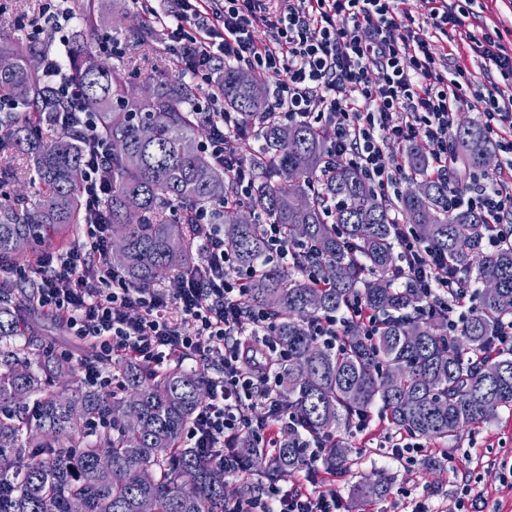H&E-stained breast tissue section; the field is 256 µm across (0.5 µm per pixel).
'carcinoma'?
<instances>
[{"instance_id":"carcinoma-1","label":"carcinoma","mask_w":512,"mask_h":512,"mask_svg":"<svg viewBox=\"0 0 512 512\" xmlns=\"http://www.w3.org/2000/svg\"><path fill=\"white\" fill-rule=\"evenodd\" d=\"M124 15L121 0H88L83 31L69 56V71L96 135L109 153L110 190L104 212L117 261L130 282L151 287L160 272L193 267L187 225L200 207H212L213 224L237 265L252 271L242 302L270 317V333L288 353L279 368V397L293 428L273 450L249 444V452L224 449L230 464L181 446L183 432L205 399L207 376L175 361L156 371L121 366V385L85 387L64 357L42 348L30 357L31 341L18 343L31 309L32 291L0 286V489L11 512H224L226 478L250 486L257 466L273 483L299 471L312 437L370 416L376 407L396 430L444 441L487 424L502 407L512 408V347L498 345V329L512 321V243L483 251L484 218L461 202L465 182L424 178L398 195L406 223L429 248L448 256L453 272L479 286L475 305L458 327L437 316L417 314L420 298L410 284L396 286L392 273L401 256L392 211L354 165H326L329 146L308 124L268 125L262 143L248 155L254 173L253 199L238 202L224 166L207 156L196 136L194 84L181 77L158 80L131 92L129 77L101 58L97 14ZM125 34L136 50L153 32L130 26ZM42 44L0 36V101L16 113L0 116V184L17 181L8 155L27 156L29 179L45 187L30 199L7 194L0 200V265L74 233L83 223L85 172L83 136L61 131L43 135L47 113L56 111L52 83L33 61ZM212 90L224 107L252 118L266 97L264 87L230 63L212 65ZM464 173L484 172L496 147L484 127L469 122L453 136ZM282 226L298 245L297 266L313 268L326 283L319 288L266 258L262 225ZM494 281L497 291L480 286ZM378 315L376 335L351 325L336 346L314 335L316 321L341 316L356 297ZM108 454L112 468L98 467ZM324 469L351 472L348 446L336 442L320 452ZM137 480L130 482L127 471ZM386 476L361 486L365 497L386 492Z\"/></svg>"}]
</instances>
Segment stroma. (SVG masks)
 Here are the masks:
<instances>
[{"instance_id":"obj_1","label":"stroma","mask_w":512,"mask_h":512,"mask_svg":"<svg viewBox=\"0 0 512 512\" xmlns=\"http://www.w3.org/2000/svg\"><path fill=\"white\" fill-rule=\"evenodd\" d=\"M99 39L113 42L111 62L131 73L135 86L160 74H176L161 34H154L149 50L136 53L126 36L113 29L111 19L105 18ZM29 321L43 344L58 354L83 353L79 340L51 315L39 310ZM370 428L375 434L370 442L350 428L336 434L348 443L357 461L353 474L336 482L348 512H364L367 502L359 497L357 487L381 473L390 481L386 496L374 505L377 512H409L418 501L430 512H448L459 500L467 512H512V409H499L489 424L465 430L458 439L428 441L424 451L412 457L397 458L383 448L380 439L392 427L379 414H372Z\"/></svg>"}]
</instances>
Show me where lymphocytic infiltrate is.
<instances>
[{
  "instance_id": "lymphocytic-infiltrate-1",
  "label": "lymphocytic infiltrate",
  "mask_w": 512,
  "mask_h": 512,
  "mask_svg": "<svg viewBox=\"0 0 512 512\" xmlns=\"http://www.w3.org/2000/svg\"><path fill=\"white\" fill-rule=\"evenodd\" d=\"M173 2L153 21L166 32V52L194 61L191 79L210 85L209 65L221 55L273 82L269 105L253 122L226 110L213 92L197 107L196 117L208 130L201 149L225 164L239 198L250 197L252 175L234 146L255 125L267 123L318 125L332 153L348 156L388 202L406 176L402 159L409 146L425 148V176H455L459 158L451 140L456 109L465 101L476 108L512 170V51L503 46L499 29L474 34L468 10L456 0H416L413 11L402 8V0H284L275 14L266 0ZM76 17L72 0H46L25 26L34 38L63 35ZM457 38L480 56L485 73L499 74L501 84L485 93L477 76L463 70L449 76L448 55L435 44ZM44 71L60 100L51 127L75 129L90 140L84 232L75 246L41 252L13 269V276L34 283L36 306L91 348V358L78 364L87 385L114 387L116 368L126 363L159 370L176 356L192 360L212 373L206 398L185 431V447L206 454L241 437L276 447L279 433L292 424L276 391L281 357L265 349L268 316L241 304L247 275L237 268L222 225L209 223L207 210H197L191 230L199 260L181 275L176 291L131 285L109 260L110 226L103 211L109 165L93 139L95 120L82 110L58 58L45 56ZM468 182L465 203L485 217L487 243L497 246L512 233V179L483 174ZM393 222L404 262L395 279L419 288L423 311L456 324L467 292L447 257L412 236L402 215ZM354 323L368 331L376 323L359 298L343 317L322 320L314 331L332 344ZM260 405L264 416H254ZM317 461L310 454L292 484L276 482L249 498H226L224 512H346L335 488L316 489Z\"/></svg>"
}]
</instances>
